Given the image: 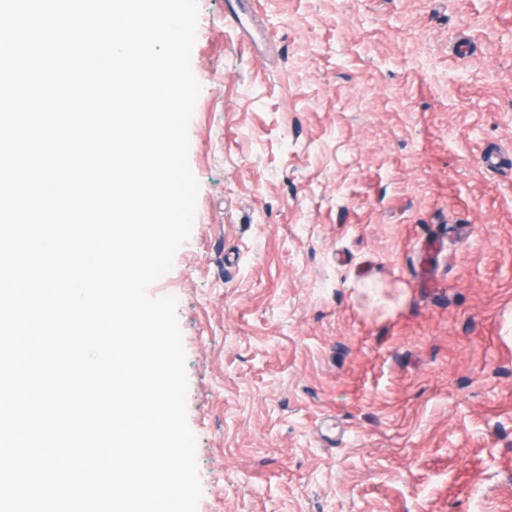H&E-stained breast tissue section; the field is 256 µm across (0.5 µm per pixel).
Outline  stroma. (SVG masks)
Segmentation results:
<instances>
[{
	"label": "stroma",
	"instance_id": "1",
	"mask_svg": "<svg viewBox=\"0 0 512 512\" xmlns=\"http://www.w3.org/2000/svg\"><path fill=\"white\" fill-rule=\"evenodd\" d=\"M198 5V512H512V0Z\"/></svg>",
	"mask_w": 512,
	"mask_h": 512
}]
</instances>
